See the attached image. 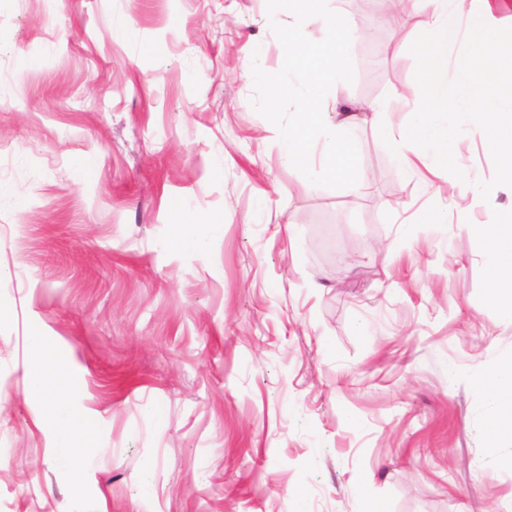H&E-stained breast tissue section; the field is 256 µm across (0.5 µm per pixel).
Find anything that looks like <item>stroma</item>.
I'll return each instance as SVG.
<instances>
[{
  "label": "stroma",
  "mask_w": 512,
  "mask_h": 512,
  "mask_svg": "<svg viewBox=\"0 0 512 512\" xmlns=\"http://www.w3.org/2000/svg\"><path fill=\"white\" fill-rule=\"evenodd\" d=\"M330 7L357 29L339 103L406 94L359 113L357 190L308 186L251 105L252 45L284 61L265 0H0V512L69 510L24 394L36 328L98 432L94 512H512L481 388L512 323L476 239L512 187L481 199L470 125L466 181L400 167L379 130L419 105L424 18L378 51L358 0ZM182 223L220 230L199 252Z\"/></svg>",
  "instance_id": "35a3bbf8"
}]
</instances>
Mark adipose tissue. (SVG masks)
I'll use <instances>...</instances> for the list:
<instances>
[{
  "label": "adipose tissue",
  "instance_id": "1",
  "mask_svg": "<svg viewBox=\"0 0 512 512\" xmlns=\"http://www.w3.org/2000/svg\"><path fill=\"white\" fill-rule=\"evenodd\" d=\"M463 0H423L425 26L431 31V47L440 51L454 36L463 16ZM479 30L494 37L496 56L512 58V0H479L475 17ZM487 263L493 272L490 291L497 299L501 315L512 321V224L504 223L496 234L485 236ZM31 361L25 377V395L39 403L38 419L52 432L55 445L50 450L54 469L66 481L70 491V512H87L85 505L92 492L85 481L96 456L90 434L85 433V415L66 398L58 396L57 387L67 371L61 353L52 349L41 331L29 338ZM485 396L506 408L493 431L499 447H512V359L500 363L487 380Z\"/></svg>",
  "mask_w": 512,
  "mask_h": 512
}]
</instances>
